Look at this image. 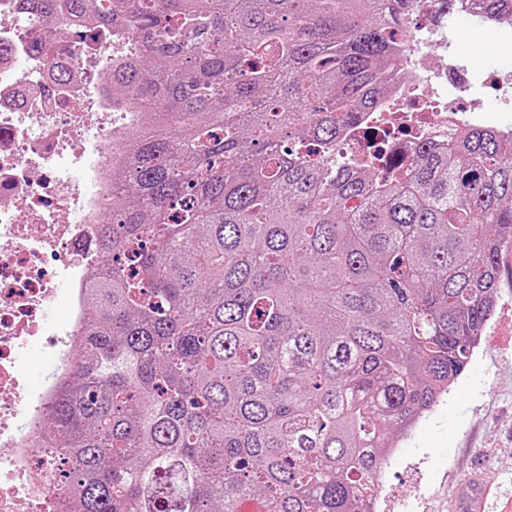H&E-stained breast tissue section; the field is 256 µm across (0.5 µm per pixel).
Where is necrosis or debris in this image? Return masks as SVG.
Masks as SVG:
<instances>
[{
  "label": "necrosis or debris",
  "mask_w": 512,
  "mask_h": 512,
  "mask_svg": "<svg viewBox=\"0 0 512 512\" xmlns=\"http://www.w3.org/2000/svg\"><path fill=\"white\" fill-rule=\"evenodd\" d=\"M483 0H454L432 19L410 14L377 109L360 113L336 140L338 153L375 157L402 172L420 148H447L479 126L512 142V117L490 120L463 106L464 93L492 88L512 105V70L472 65L455 38L473 20L512 47V0L487 13ZM29 0H0V512H73L51 493L62 464L37 450L48 407L76 374L88 317L87 285L103 272L100 228L112 214V173L125 167L156 115L114 78L130 59L120 27L40 22ZM66 307L64 324L49 318ZM41 350L46 372L28 381Z\"/></svg>",
  "instance_id": "obj_1"
}]
</instances>
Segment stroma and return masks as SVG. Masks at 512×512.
Listing matches in <instances>:
<instances>
[{"instance_id": "1", "label": "stroma", "mask_w": 512, "mask_h": 512, "mask_svg": "<svg viewBox=\"0 0 512 512\" xmlns=\"http://www.w3.org/2000/svg\"><path fill=\"white\" fill-rule=\"evenodd\" d=\"M481 344L451 393L384 466L380 512H454L470 476L491 483L485 512H512V248Z\"/></svg>"}]
</instances>
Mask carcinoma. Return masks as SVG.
<instances>
[{
	"label": "carcinoma",
	"mask_w": 512,
	"mask_h": 512,
	"mask_svg": "<svg viewBox=\"0 0 512 512\" xmlns=\"http://www.w3.org/2000/svg\"><path fill=\"white\" fill-rule=\"evenodd\" d=\"M418 0H66L125 26L160 127L112 184L81 372L49 407L77 512H366L478 349L512 150L465 129L399 177L318 165L379 104Z\"/></svg>",
	"instance_id": "carcinoma-1"
}]
</instances>
